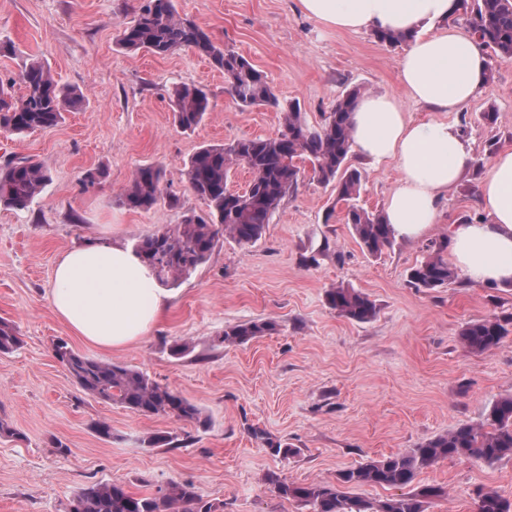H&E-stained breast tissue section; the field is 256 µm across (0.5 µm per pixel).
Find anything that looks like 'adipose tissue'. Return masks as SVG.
<instances>
[{
	"label": "adipose tissue",
	"instance_id": "ef3b65f1",
	"mask_svg": "<svg viewBox=\"0 0 512 512\" xmlns=\"http://www.w3.org/2000/svg\"><path fill=\"white\" fill-rule=\"evenodd\" d=\"M305 13L339 30L375 28L410 35L400 60L406 98L361 97L351 115L354 146L377 165L398 172L384 217L396 236L426 233L441 215V198L457 181L468 143L445 114L460 111L485 82L486 58L467 32L446 27L452 0H299ZM430 107L435 119L412 122L403 106ZM489 218L448 228V256L477 284H512V148L489 161L480 185ZM166 296L133 248L95 243L66 251L53 273L49 301L87 343L120 349L146 337Z\"/></svg>",
	"mask_w": 512,
	"mask_h": 512
}]
</instances>
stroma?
Listing matches in <instances>:
<instances>
[{
	"mask_svg": "<svg viewBox=\"0 0 512 512\" xmlns=\"http://www.w3.org/2000/svg\"><path fill=\"white\" fill-rule=\"evenodd\" d=\"M140 0H0V77L18 76L28 57L48 63L59 84L84 105L54 128L0 132V167L27 159L51 180L24 210L0 204V319L22 346L0 355V420L16 430L0 438V512H66L74 493L97 482L150 494L191 483L223 512H308L280 497L264 475L304 484L332 481L369 458L417 447L463 423H480L490 402L512 393V335L473 354L459 343L470 321L512 316V286L473 285L457 276L427 292L408 280L412 266L448 233L449 224L486 220L480 171L512 147V57L488 56L487 79L462 111L448 115L472 145L474 164L442 198V217L426 234L398 238L368 255L341 217L326 218L335 191L302 164L297 191L262 236L242 246L229 236L207 263L171 286L169 305L141 341L117 350L85 343L53 313V268L68 249L95 242L131 245L206 205L190 189L184 164L200 147L279 133V112L245 109L226 92L224 75L189 50L165 57L116 45L117 31ZM180 16L245 56L281 101L298 102L321 121L354 88L403 97L398 64L406 43L379 42L374 31H340L307 16L298 0H176ZM204 88L212 110L194 130L174 122V85ZM497 110L496 123L483 118ZM363 173L359 203L380 211L397 180L350 155ZM162 165L166 192L147 211L122 203L133 171ZM101 171L94 183L88 172ZM317 264H308L310 255ZM344 284L370 296L376 316L349 320L325 300ZM272 320L276 329L243 345L219 346L225 329ZM103 361L138 367L203 410L205 425L174 416H140L85 394L54 354L57 342ZM185 355H174L176 345ZM108 423L101 438L96 423ZM170 445L152 448L154 434ZM296 448L283 459L266 441ZM419 482L445 488L427 512H472L477 487L512 499V460L487 465L451 458L423 470Z\"/></svg>",
	"mask_w": 512,
	"mask_h": 512,
	"instance_id": "obj_1",
	"label": "stroma"
}]
</instances>
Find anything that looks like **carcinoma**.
<instances>
[{
	"label": "carcinoma",
	"instance_id": "obj_1",
	"mask_svg": "<svg viewBox=\"0 0 512 512\" xmlns=\"http://www.w3.org/2000/svg\"><path fill=\"white\" fill-rule=\"evenodd\" d=\"M452 14L463 19L467 32L482 47L496 56L512 57V0H454ZM116 44L127 52L157 56L190 50L224 74L228 91L240 106L269 105L281 113L282 130L277 135L203 146L185 162L187 183L206 204V212L156 229L134 245L160 283L174 284L205 264L223 232L242 245L257 241L271 215L297 190L301 162L309 163L318 181L334 185L336 203L345 205V223L352 226L363 251L376 256L392 244L395 235L383 214L359 206L362 174L348 165L351 114L361 89L348 91L322 122L312 124L299 104L280 102L265 76L243 55L216 43L195 20L180 16L175 0H141ZM19 80L25 92L17 97L12 92L13 79L0 78L1 132L21 135L50 129L82 100L75 90L59 85L43 61L26 64ZM171 103L174 122L185 131L195 129L211 111L208 94L196 86H174ZM240 165L252 174L241 194L228 187L230 171ZM164 177L159 165L137 167L123 203L133 209H151L163 196ZM49 180L41 165L13 161L0 169V204L24 210ZM455 277L448 263L446 237L435 242L433 254L409 271L410 283L429 291L447 286ZM326 301L338 314L356 322H368L377 313L369 295L353 288H330ZM508 324L496 316L469 322L460 332L461 344L470 353L492 351L508 336ZM274 330L272 320L238 324L224 330L219 343L244 344ZM21 344L16 327L1 319L0 354H10ZM54 352L76 385L89 395L138 415L175 416L204 424L200 407L139 368L79 354L65 342L57 343ZM448 458L488 465L512 459V394L493 400L479 424H460L415 448L346 468L333 483H289L275 471L268 472L265 481L281 497L303 503L309 512H426V504L444 497L446 491L435 484L419 485L416 479ZM363 486L400 493L384 499L351 493ZM67 512H216V507L203 501L191 483L173 484L150 495L133 493L118 483H94L75 494ZM474 512H512V500L494 489L479 488Z\"/></svg>",
	"mask_w": 512,
	"mask_h": 512
}]
</instances>
